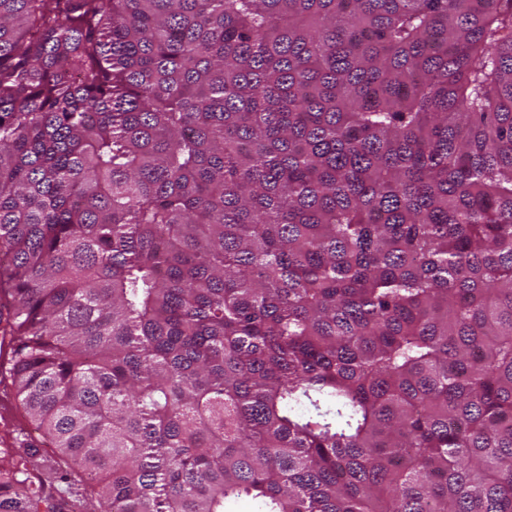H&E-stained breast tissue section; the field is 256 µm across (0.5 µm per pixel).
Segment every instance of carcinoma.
I'll return each mask as SVG.
<instances>
[{"label": "carcinoma", "mask_w": 512, "mask_h": 512, "mask_svg": "<svg viewBox=\"0 0 512 512\" xmlns=\"http://www.w3.org/2000/svg\"><path fill=\"white\" fill-rule=\"evenodd\" d=\"M0 512H512V0H0ZM14 393L12 388L0 385V448L3 450L5 445H1V437L9 433L16 441L32 443L40 450L41 457L37 458L38 470L47 465L46 458L52 457L51 448H48L39 431L34 427L21 423V416L15 407ZM23 428L22 431H14L15 428Z\"/></svg>", "instance_id": "obj_1"}]
</instances>
